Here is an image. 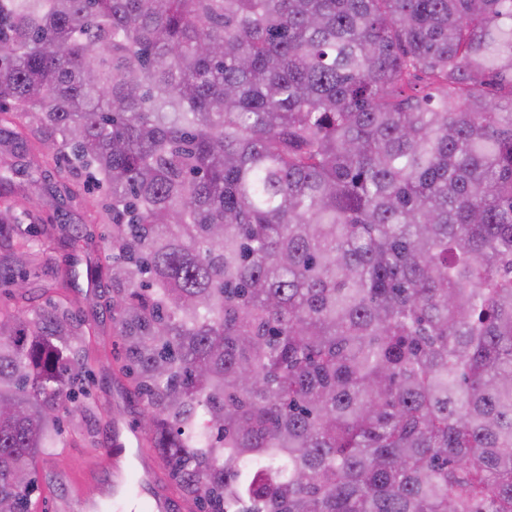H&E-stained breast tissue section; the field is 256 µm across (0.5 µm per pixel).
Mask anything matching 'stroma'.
Here are the masks:
<instances>
[{
    "mask_svg": "<svg viewBox=\"0 0 512 512\" xmlns=\"http://www.w3.org/2000/svg\"><path fill=\"white\" fill-rule=\"evenodd\" d=\"M88 259L84 247L61 239L41 275L46 278L59 270H75L77 277L69 292L73 311L88 322L106 324L110 317L105 301L96 296L86 279ZM89 342L98 349V359L89 367V389L97 409L90 416L74 410L63 413V425L66 431L75 432L78 445L58 449L54 459L39 463L35 475L36 512H59L63 503L110 501L112 470L106 463L105 450L112 445L115 428L126 432L140 428L142 407L131 395L128 379L114 372L121 357L119 346L108 334L90 337Z\"/></svg>",
    "mask_w": 512,
    "mask_h": 512,
    "instance_id": "obj_1",
    "label": "stroma"
}]
</instances>
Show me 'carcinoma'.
<instances>
[{"mask_svg": "<svg viewBox=\"0 0 512 512\" xmlns=\"http://www.w3.org/2000/svg\"><path fill=\"white\" fill-rule=\"evenodd\" d=\"M190 512H512V0H0ZM0 130V288L65 228ZM96 190L99 195L88 197ZM73 274L0 307V512L74 440Z\"/></svg>", "mask_w": 512, "mask_h": 512, "instance_id": "cac0c4a2", "label": "carcinoma"}]
</instances>
